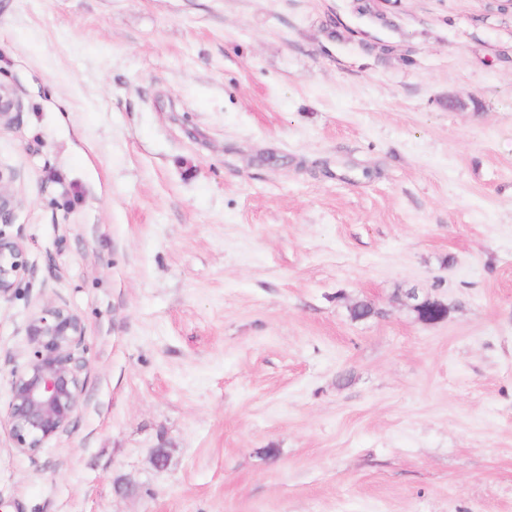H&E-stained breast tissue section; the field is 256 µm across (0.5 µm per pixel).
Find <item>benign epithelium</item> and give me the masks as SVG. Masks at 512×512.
<instances>
[{"instance_id":"obj_1","label":"benign epithelium","mask_w":512,"mask_h":512,"mask_svg":"<svg viewBox=\"0 0 512 512\" xmlns=\"http://www.w3.org/2000/svg\"><path fill=\"white\" fill-rule=\"evenodd\" d=\"M13 108V90L1 85L0 124L14 123ZM11 180L0 170V297L13 293L30 272L21 242L3 230L20 204L7 190ZM26 336L28 359L11 371L9 421L16 448L35 455L49 439L67 430L80 406L86 365L80 352L84 324L67 305L50 301L32 314Z\"/></svg>"}]
</instances>
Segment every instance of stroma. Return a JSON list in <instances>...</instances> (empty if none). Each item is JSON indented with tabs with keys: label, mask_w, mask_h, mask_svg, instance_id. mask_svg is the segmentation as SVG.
<instances>
[{
	"label": "stroma",
	"mask_w": 512,
	"mask_h": 512,
	"mask_svg": "<svg viewBox=\"0 0 512 512\" xmlns=\"http://www.w3.org/2000/svg\"><path fill=\"white\" fill-rule=\"evenodd\" d=\"M0 85V512H512V10L0 0ZM51 300L85 390L29 455ZM12 179L0 169V298L13 293L22 277L30 272L21 242L1 227L12 224L14 210L20 204L17 196L7 190ZM26 336L28 359L11 371L9 421L16 448L34 455L67 430L80 406L84 324L66 304L50 301L32 314Z\"/></svg>",
	"instance_id": "stroma-1"
}]
</instances>
